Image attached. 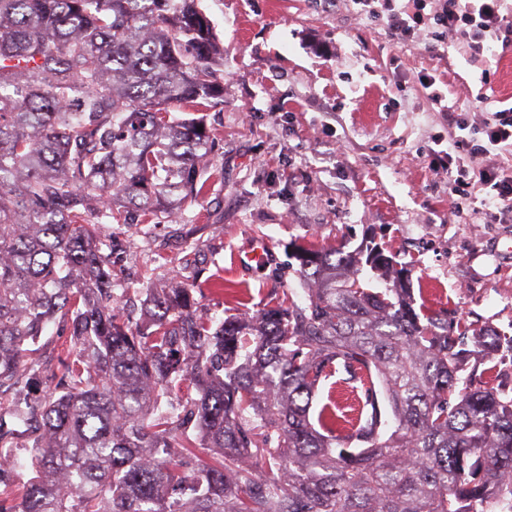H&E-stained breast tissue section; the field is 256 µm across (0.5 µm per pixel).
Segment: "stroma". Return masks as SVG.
I'll return each mask as SVG.
<instances>
[{
    "instance_id": "1",
    "label": "stroma",
    "mask_w": 512,
    "mask_h": 512,
    "mask_svg": "<svg viewBox=\"0 0 512 512\" xmlns=\"http://www.w3.org/2000/svg\"><path fill=\"white\" fill-rule=\"evenodd\" d=\"M198 7L224 49V103L201 114L216 141L202 198L169 223L111 226L116 288L140 304L189 283L211 319L253 316L283 289L303 298L297 245L372 240L411 264L416 302L512 336V223H487L477 184L470 207L452 212L448 172L432 162L448 148V115L419 83L434 77L449 110L479 130L512 106V40L473 65L430 28L402 38L353 0ZM260 245L265 262L235 267ZM69 347L63 328L40 337L29 401L53 391L48 369Z\"/></svg>"
}]
</instances>
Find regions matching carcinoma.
I'll list each match as a JSON object with an SVG mask.
<instances>
[{
    "instance_id": "obj_1",
    "label": "carcinoma",
    "mask_w": 512,
    "mask_h": 512,
    "mask_svg": "<svg viewBox=\"0 0 512 512\" xmlns=\"http://www.w3.org/2000/svg\"><path fill=\"white\" fill-rule=\"evenodd\" d=\"M224 52L197 0H0V384L21 390L54 323L73 351L31 408L19 465L0 426V512H501L512 396L467 371L501 352L414 302L368 242L301 248L304 301L204 317L193 287L115 304L107 225L198 201ZM360 384L335 431L318 386Z\"/></svg>"
}]
</instances>
